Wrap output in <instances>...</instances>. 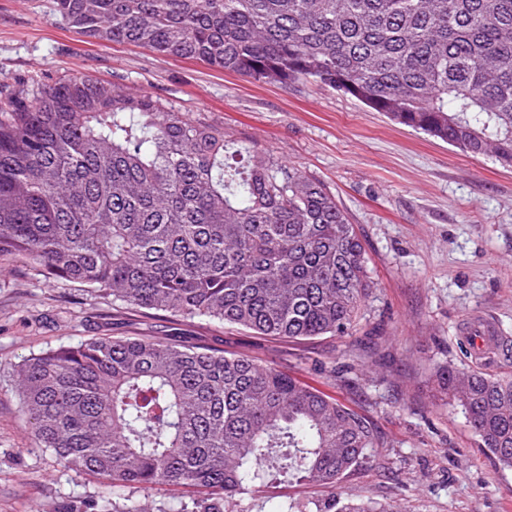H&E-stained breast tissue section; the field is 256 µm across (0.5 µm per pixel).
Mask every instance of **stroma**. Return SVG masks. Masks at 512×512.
<instances>
[{
  "mask_svg": "<svg viewBox=\"0 0 512 512\" xmlns=\"http://www.w3.org/2000/svg\"><path fill=\"white\" fill-rule=\"evenodd\" d=\"M70 77L149 94L323 182L363 239L372 286L352 334L289 342L121 309L76 284L37 283L24 263L0 266V512H83L106 490L37 446L21 412L20 365L94 336L169 335L255 357L365 417L383 445L341 480L343 497L398 512H512V469L480 447L435 377L444 365L512 372V168L313 82L267 84L96 42L53 0H0V100ZM477 320L494 347L473 363L459 339ZM331 503L330 490L295 481L241 497L245 512H328Z\"/></svg>",
  "mask_w": 512,
  "mask_h": 512,
  "instance_id": "35a3bbf8",
  "label": "stroma"
}]
</instances>
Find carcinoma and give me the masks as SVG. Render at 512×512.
<instances>
[{
	"label": "carcinoma",
	"instance_id": "carcinoma-1",
	"mask_svg": "<svg viewBox=\"0 0 512 512\" xmlns=\"http://www.w3.org/2000/svg\"><path fill=\"white\" fill-rule=\"evenodd\" d=\"M96 41L134 44L258 82L306 80L466 154L512 167V0H55ZM127 309L259 336L345 335L370 288L336 197L223 130L85 77L0 112V262ZM36 443L141 512L158 486L182 512H241L257 481L331 490L382 445L335 397L245 354L181 336L96 337L24 361ZM440 388L512 468V376L444 367ZM117 488H128L121 495ZM334 512H395L333 498Z\"/></svg>",
	"mask_w": 512,
	"mask_h": 512
}]
</instances>
